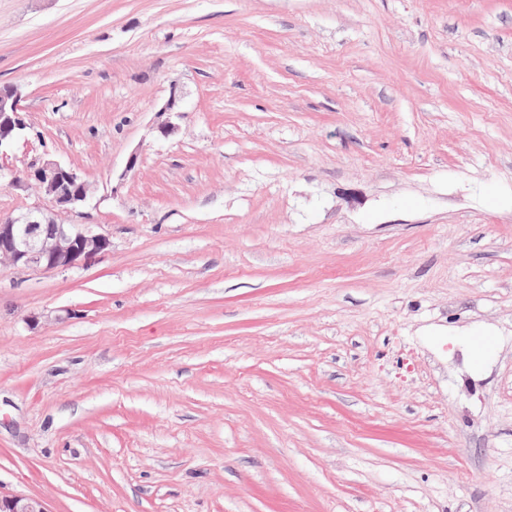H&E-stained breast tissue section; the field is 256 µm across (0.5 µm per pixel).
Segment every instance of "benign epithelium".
Wrapping results in <instances>:
<instances>
[{
	"label": "benign epithelium",
	"instance_id": "obj_1",
	"mask_svg": "<svg viewBox=\"0 0 512 512\" xmlns=\"http://www.w3.org/2000/svg\"><path fill=\"white\" fill-rule=\"evenodd\" d=\"M20 93L15 86L0 87V159L26 128L20 115ZM0 179L35 185L51 204L19 215L0 216V265L68 269L92 254L107 250L110 240L82 224H64L60 213L83 215L90 185L71 167L54 160L30 165L24 177L0 163ZM0 512H49L38 498L0 494Z\"/></svg>",
	"mask_w": 512,
	"mask_h": 512
}]
</instances>
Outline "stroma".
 <instances>
[{
  "label": "stroma",
  "instance_id": "35a3bbf8",
  "mask_svg": "<svg viewBox=\"0 0 512 512\" xmlns=\"http://www.w3.org/2000/svg\"><path fill=\"white\" fill-rule=\"evenodd\" d=\"M0 84L110 240L0 267V493L512 512V0H0Z\"/></svg>",
  "mask_w": 512,
  "mask_h": 512
}]
</instances>
